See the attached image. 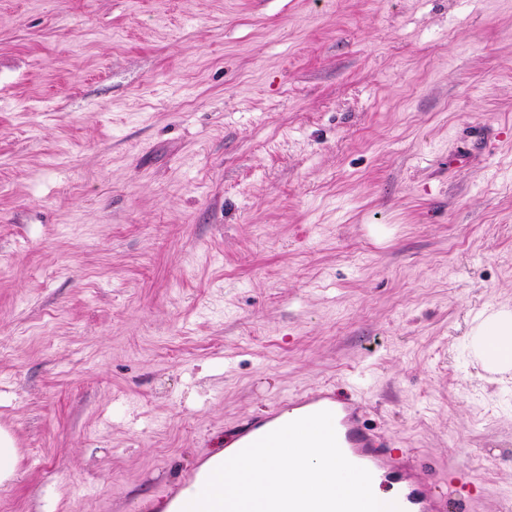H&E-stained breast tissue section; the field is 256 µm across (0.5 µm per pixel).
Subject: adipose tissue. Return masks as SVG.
I'll return each mask as SVG.
<instances>
[{
  "label": "adipose tissue",
  "mask_w": 512,
  "mask_h": 512,
  "mask_svg": "<svg viewBox=\"0 0 512 512\" xmlns=\"http://www.w3.org/2000/svg\"><path fill=\"white\" fill-rule=\"evenodd\" d=\"M473 348L484 369L512 372V311L500 310L480 322ZM288 410L266 424L265 448L242 454L238 444L213 454L160 512H288V502L319 493L330 498H360L354 481L331 480L329 450L317 432L299 437L288 430Z\"/></svg>",
  "instance_id": "adipose-tissue-1"
}]
</instances>
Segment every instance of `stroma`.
Masks as SVG:
<instances>
[{"label":"stroma","instance_id":"stroma-1","mask_svg":"<svg viewBox=\"0 0 512 512\" xmlns=\"http://www.w3.org/2000/svg\"><path fill=\"white\" fill-rule=\"evenodd\" d=\"M512 0H0V512H152L315 389L512 512ZM473 348L484 369L497 374L512 370V311L500 310L480 322L473 334ZM20 459L14 434L0 426V486L9 484L16 479Z\"/></svg>","mask_w":512,"mask_h":512}]
</instances>
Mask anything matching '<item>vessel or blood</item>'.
I'll use <instances>...</instances> for the list:
<instances>
[{
    "label": "vessel or blood",
    "instance_id": "obj_1",
    "mask_svg": "<svg viewBox=\"0 0 512 512\" xmlns=\"http://www.w3.org/2000/svg\"><path fill=\"white\" fill-rule=\"evenodd\" d=\"M293 405L309 408L310 413L290 421V428L301 434L323 429L337 476L361 483L369 498L384 482L392 492L394 512H458L457 501L449 499L413 461L402 460L397 448L379 441L365 427L353 401L322 390L295 399ZM369 498L360 503H332L316 494L289 504L288 512H372Z\"/></svg>",
    "mask_w": 512,
    "mask_h": 512
}]
</instances>
